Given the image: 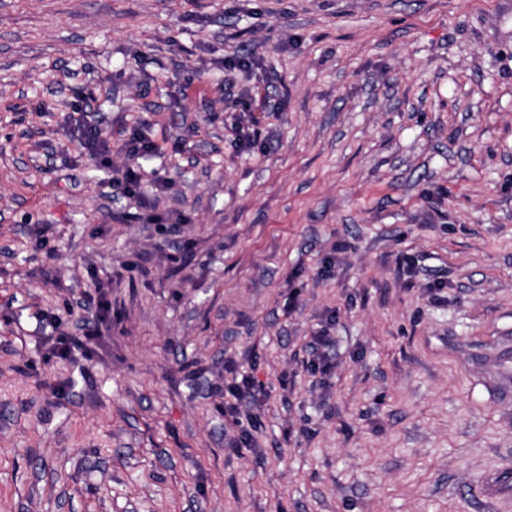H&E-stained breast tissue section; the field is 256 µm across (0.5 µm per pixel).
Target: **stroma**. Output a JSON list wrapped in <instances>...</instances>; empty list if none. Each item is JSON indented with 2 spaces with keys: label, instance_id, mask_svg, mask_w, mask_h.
Here are the masks:
<instances>
[{
  "label": "stroma",
  "instance_id": "stroma-1",
  "mask_svg": "<svg viewBox=\"0 0 512 512\" xmlns=\"http://www.w3.org/2000/svg\"><path fill=\"white\" fill-rule=\"evenodd\" d=\"M508 459L512 0H0V512H486ZM73 114L71 122L83 153L108 164L111 161L112 146L100 126L101 122L95 119L94 113L87 112L86 106L78 108ZM121 150L129 159H138L145 154L157 152L159 146L140 132L133 130L129 138L123 143ZM96 290V299L84 295L85 300L80 302L86 301L90 304V302L94 303L96 300L95 315L92 316V320L85 322L82 328L83 336L88 340L93 339L94 336H100L102 325L110 319V313L112 312V302L107 298L106 292L102 291L100 287L96 288ZM330 335V327L324 326L318 330L314 336H311L309 343L312 359L310 360V367L314 372L327 374L334 367L328 349L330 347L332 336ZM262 387L251 376L241 375L233 377L232 381L224 390V414L234 419H239L244 415L252 423L257 416L254 410L261 406ZM227 397V399H226ZM476 493L491 504L510 503L512 498V469L495 466L482 473L475 484Z\"/></svg>",
  "mask_w": 512,
  "mask_h": 512
}]
</instances>
